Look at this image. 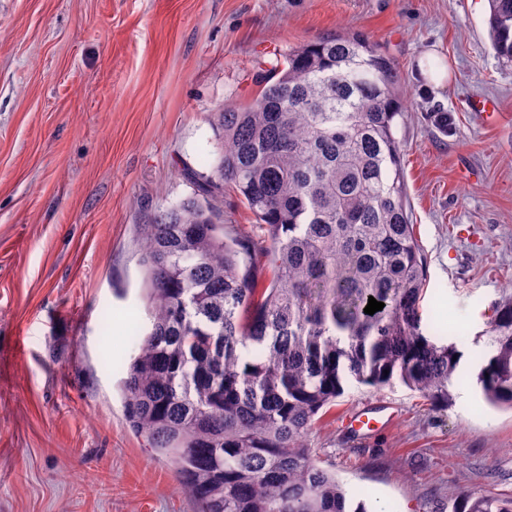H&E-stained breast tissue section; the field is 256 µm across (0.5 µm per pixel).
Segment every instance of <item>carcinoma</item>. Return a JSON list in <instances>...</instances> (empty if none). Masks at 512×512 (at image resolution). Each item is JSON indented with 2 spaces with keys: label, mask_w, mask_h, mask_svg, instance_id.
<instances>
[{
  "label": "carcinoma",
  "mask_w": 512,
  "mask_h": 512,
  "mask_svg": "<svg viewBox=\"0 0 512 512\" xmlns=\"http://www.w3.org/2000/svg\"><path fill=\"white\" fill-rule=\"evenodd\" d=\"M512 62V0H489ZM257 91L209 115L220 131L192 193L139 226L151 329L123 380L128 426L166 458L197 512H367L306 437L353 380H398L435 407L461 360L421 327L426 267L401 166L398 72L336 32L255 60ZM231 188L255 218L224 217ZM384 303L364 313L369 297ZM478 382L512 409V301L490 323ZM512 512L460 494L447 511Z\"/></svg>",
  "instance_id": "cac0c4a2"
}]
</instances>
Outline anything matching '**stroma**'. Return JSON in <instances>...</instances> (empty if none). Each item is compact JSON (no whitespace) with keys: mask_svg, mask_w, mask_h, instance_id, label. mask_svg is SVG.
Here are the masks:
<instances>
[{"mask_svg":"<svg viewBox=\"0 0 512 512\" xmlns=\"http://www.w3.org/2000/svg\"><path fill=\"white\" fill-rule=\"evenodd\" d=\"M488 16V0H0V512H196L125 422L121 381L150 326L139 227L190 193L181 169L210 170L208 116L252 97L256 55L336 31L379 42L401 76L422 327L462 337L469 362L444 408L349 383L309 446L370 512L512 494V411L477 382L512 297V63ZM364 406L395 420L351 433Z\"/></svg>","mask_w":512,"mask_h":512,"instance_id":"obj_1","label":"stroma"}]
</instances>
